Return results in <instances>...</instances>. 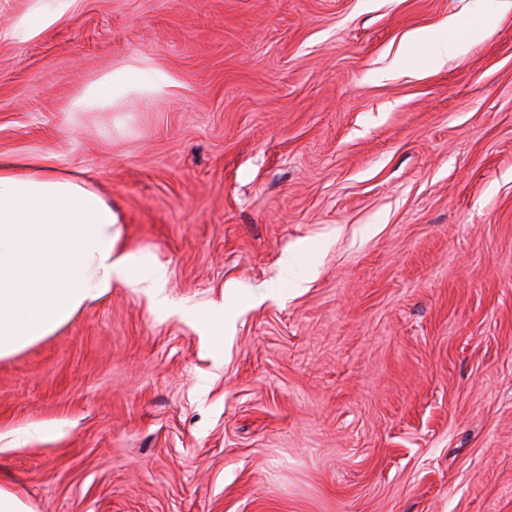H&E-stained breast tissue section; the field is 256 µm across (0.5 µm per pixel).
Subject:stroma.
Segmentation results:
<instances>
[{
  "instance_id": "obj_1",
  "label": "stroma",
  "mask_w": 512,
  "mask_h": 512,
  "mask_svg": "<svg viewBox=\"0 0 512 512\" xmlns=\"http://www.w3.org/2000/svg\"><path fill=\"white\" fill-rule=\"evenodd\" d=\"M124 66L173 84L70 111ZM0 154L89 170L169 300L0 360L31 512H512V11L0 0Z\"/></svg>"
}]
</instances>
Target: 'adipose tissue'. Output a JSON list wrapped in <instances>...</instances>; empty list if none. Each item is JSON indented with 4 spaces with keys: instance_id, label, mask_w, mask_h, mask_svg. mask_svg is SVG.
<instances>
[{
    "instance_id": "adipose-tissue-1",
    "label": "adipose tissue",
    "mask_w": 512,
    "mask_h": 512,
    "mask_svg": "<svg viewBox=\"0 0 512 512\" xmlns=\"http://www.w3.org/2000/svg\"><path fill=\"white\" fill-rule=\"evenodd\" d=\"M130 68L91 83L70 109L91 112L134 91ZM119 217L91 176L49 157L0 158V359L53 334L113 284L143 288L165 306V270L119 244Z\"/></svg>"
}]
</instances>
